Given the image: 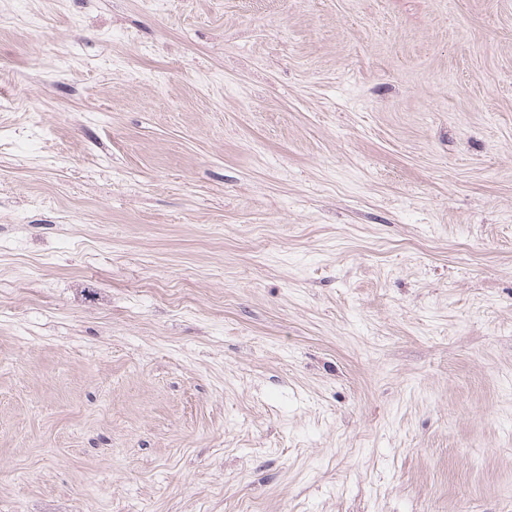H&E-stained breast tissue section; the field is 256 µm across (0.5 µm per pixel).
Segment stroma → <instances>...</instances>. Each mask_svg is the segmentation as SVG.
Returning <instances> with one entry per match:
<instances>
[{
    "label": "stroma",
    "mask_w": 512,
    "mask_h": 512,
    "mask_svg": "<svg viewBox=\"0 0 512 512\" xmlns=\"http://www.w3.org/2000/svg\"><path fill=\"white\" fill-rule=\"evenodd\" d=\"M2 14L0 512H512V0Z\"/></svg>",
    "instance_id": "1"
}]
</instances>
